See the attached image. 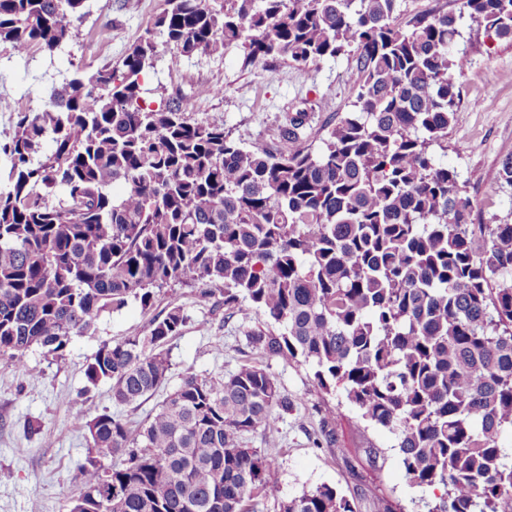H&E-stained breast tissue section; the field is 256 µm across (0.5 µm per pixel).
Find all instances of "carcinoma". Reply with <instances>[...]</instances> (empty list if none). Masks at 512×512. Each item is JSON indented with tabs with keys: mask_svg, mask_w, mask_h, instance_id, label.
Listing matches in <instances>:
<instances>
[{
	"mask_svg": "<svg viewBox=\"0 0 512 512\" xmlns=\"http://www.w3.org/2000/svg\"><path fill=\"white\" fill-rule=\"evenodd\" d=\"M458 11L394 23L401 0H166L117 66L83 73L40 112H19L0 154V358L26 372L33 347L63 356L72 336L132 298L143 309L173 284L224 296L240 320L267 318L248 342L302 361L322 394L357 410L351 434L396 438L424 512H512V224H474L457 172L441 163L466 54L464 19L512 39V0H457ZM86 0H0V43L62 49ZM243 48L265 67L351 54L355 110L307 143L290 112L275 146H241L192 118L191 98L152 109L142 75ZM60 191L57 202L48 196ZM187 317L177 300L142 336L104 342L85 391L111 384L138 408L167 381L164 346ZM294 403L264 362L228 375L188 372L142 423L76 414L88 448L69 512H246L277 491L273 436ZM337 416L319 439L337 443ZM372 473L378 449H339ZM121 462L108 468L101 462ZM369 512H403L379 487ZM278 512H356L321 484Z\"/></svg>",
	"mask_w": 512,
	"mask_h": 512,
	"instance_id": "carcinoma-1",
	"label": "carcinoma"
}]
</instances>
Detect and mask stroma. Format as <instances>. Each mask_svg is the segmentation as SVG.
Here are the masks:
<instances>
[{
	"label": "stroma",
	"instance_id": "1",
	"mask_svg": "<svg viewBox=\"0 0 512 512\" xmlns=\"http://www.w3.org/2000/svg\"><path fill=\"white\" fill-rule=\"evenodd\" d=\"M88 15L78 34L61 51L16 56L0 45V98L18 105L17 111H40L51 90L76 74L117 65L127 48L153 25L165 0H88ZM104 37H96V30ZM469 59L460 79V101L448 130V150L442 161L455 168L473 204L476 224H512V187L499 179L501 162L512 152V41L463 28L457 43ZM170 51L160 48L154 69L143 78L144 99L158 107L181 96H194L203 85L215 94L195 98L194 117L219 124L243 145H274L275 127L286 113L313 110L309 142L321 147L323 138L341 117L352 112L356 92L347 81L351 56L327 59L307 67L281 60L262 68L248 64L241 47L230 46L206 58L169 62ZM177 299L187 317L180 336L167 345L169 370L164 386L141 407L124 413L140 421L179 385L189 371L202 375L235 371L243 352L249 351L247 335L263 326L264 316L250 322L227 317L221 297H200L197 289L175 285L157 292L152 310L129 302L121 312L104 315L94 331L73 336L63 357L41 348L27 355L29 374H21L0 360V512H66L67 494L75 486L77 465L86 456V432L75 421L78 410L90 415L116 412L109 384L86 387L87 363L103 342L145 333L153 312ZM268 366L282 390L296 407L278 423L271 453L278 467V493L253 501L250 512H278L279 500L300 495L320 484L338 487L356 497L358 512H369L361 488L370 484L352 472L337 453L353 447L348 423L356 410L338 396L324 395L313 385L309 366L270 359ZM340 410L338 447L318 443L316 432L323 416ZM40 423V432L28 429ZM367 438L385 454L377 484L391 492L402 507H410L421 489L410 487L393 448L388 430L371 428Z\"/></svg>",
	"mask_w": 512,
	"mask_h": 512
}]
</instances>
